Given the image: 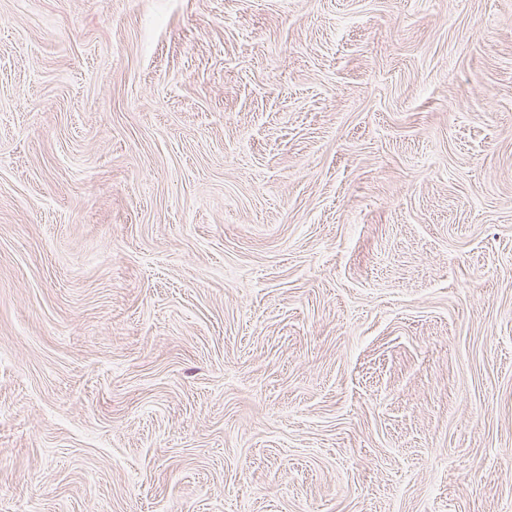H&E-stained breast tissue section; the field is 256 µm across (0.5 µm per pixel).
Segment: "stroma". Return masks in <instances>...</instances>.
Instances as JSON below:
<instances>
[{
  "label": "stroma",
  "instance_id": "obj_1",
  "mask_svg": "<svg viewBox=\"0 0 512 512\" xmlns=\"http://www.w3.org/2000/svg\"><path fill=\"white\" fill-rule=\"evenodd\" d=\"M0 512H512V0H0Z\"/></svg>",
  "mask_w": 512,
  "mask_h": 512
}]
</instances>
